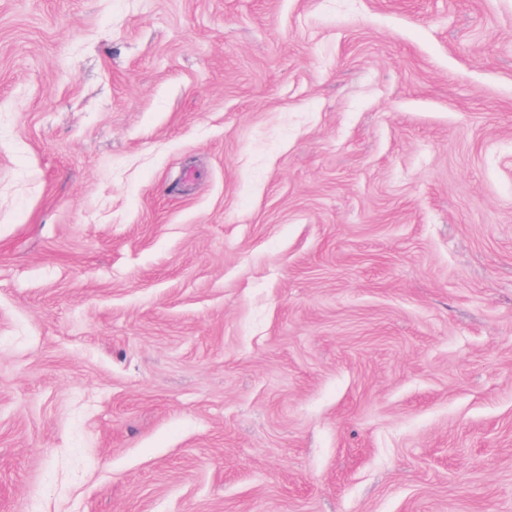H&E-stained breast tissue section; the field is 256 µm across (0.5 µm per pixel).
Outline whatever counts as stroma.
<instances>
[{
	"label": "stroma",
	"mask_w": 512,
	"mask_h": 512,
	"mask_svg": "<svg viewBox=\"0 0 512 512\" xmlns=\"http://www.w3.org/2000/svg\"><path fill=\"white\" fill-rule=\"evenodd\" d=\"M0 512H512V0H0Z\"/></svg>",
	"instance_id": "1"
}]
</instances>
